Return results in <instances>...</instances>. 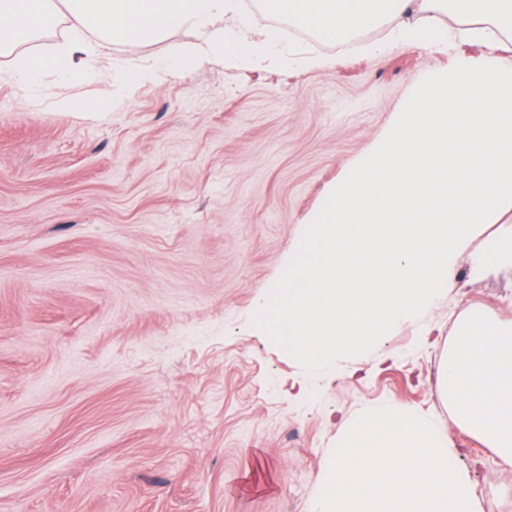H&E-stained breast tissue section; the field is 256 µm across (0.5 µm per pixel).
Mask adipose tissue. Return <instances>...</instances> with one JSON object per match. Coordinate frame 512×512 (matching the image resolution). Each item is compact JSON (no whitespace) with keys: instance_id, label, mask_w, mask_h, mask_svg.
Listing matches in <instances>:
<instances>
[{"instance_id":"adipose-tissue-1","label":"adipose tissue","mask_w":512,"mask_h":512,"mask_svg":"<svg viewBox=\"0 0 512 512\" xmlns=\"http://www.w3.org/2000/svg\"><path fill=\"white\" fill-rule=\"evenodd\" d=\"M270 9L325 41L371 30L410 49L454 42L470 47L512 44V0H266ZM67 27L44 55L30 44ZM191 28L196 39L173 44L165 57L124 69L111 79L126 98L145 81L179 76L230 55L256 72L284 63L276 30L256 31L237 0H0V56L19 85L35 87L49 72L70 79L95 75L113 45L137 47ZM452 348L440 362L437 388L455 424L512 460V321L467 309L454 323Z\"/></svg>"}]
</instances>
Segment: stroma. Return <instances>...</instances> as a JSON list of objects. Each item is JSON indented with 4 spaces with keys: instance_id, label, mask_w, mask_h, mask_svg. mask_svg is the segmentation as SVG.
I'll return each mask as SVG.
<instances>
[{
    "instance_id": "stroma-1",
    "label": "stroma",
    "mask_w": 512,
    "mask_h": 512,
    "mask_svg": "<svg viewBox=\"0 0 512 512\" xmlns=\"http://www.w3.org/2000/svg\"><path fill=\"white\" fill-rule=\"evenodd\" d=\"M381 37H285L323 66L228 55L122 101L112 71L193 31L27 94L0 59V512H310L346 424L384 401L438 418L480 512H512V462L436 390L459 313L512 321L511 270L459 265L416 320L315 376L251 322L325 195L455 56H370Z\"/></svg>"
}]
</instances>
